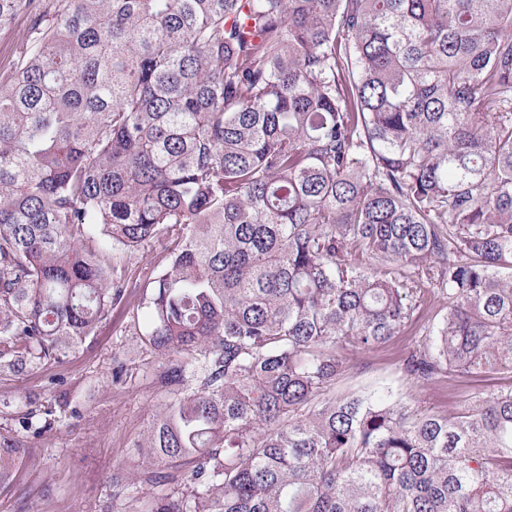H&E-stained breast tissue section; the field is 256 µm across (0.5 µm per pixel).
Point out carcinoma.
I'll return each instance as SVG.
<instances>
[{"instance_id":"carcinoma-1","label":"carcinoma","mask_w":512,"mask_h":512,"mask_svg":"<svg viewBox=\"0 0 512 512\" xmlns=\"http://www.w3.org/2000/svg\"><path fill=\"white\" fill-rule=\"evenodd\" d=\"M0 374L60 363L167 243L148 512H512V386L339 395L448 302L424 386L512 370V0H0ZM0 486L54 411L0 403ZM448 311L446 300L432 298L430 307L416 325L405 329L390 342L369 351H347L351 369L336 385L338 392L363 391L388 396L410 407L423 405L448 413L477 392H494L512 385V374L505 372L486 377L442 376L430 388H421L404 375L401 358L421 339L424 329L436 327Z\"/></svg>"}]
</instances>
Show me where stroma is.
Instances as JSON below:
<instances>
[{
  "instance_id": "1",
  "label": "stroma",
  "mask_w": 512,
  "mask_h": 512,
  "mask_svg": "<svg viewBox=\"0 0 512 512\" xmlns=\"http://www.w3.org/2000/svg\"><path fill=\"white\" fill-rule=\"evenodd\" d=\"M108 257L115 278L125 284L113 306L73 354L60 364H46L25 377L0 374V402H20L31 395L37 405L55 407L59 427L27 440L26 460L11 484L0 490V512H144L150 497L166 494L132 479L112 485L117 468L134 470L137 443L164 395L157 381L160 356L148 344L143 288L150 273L165 264L160 245L132 255L118 250ZM448 311L446 300L433 299L416 325L390 342L362 352H347L350 369L337 384L340 392L384 395L405 405H423L447 413L477 392L512 385V374L441 377L423 388L404 375L401 359L425 329L436 327ZM122 362L121 382H113L114 362Z\"/></svg>"
}]
</instances>
